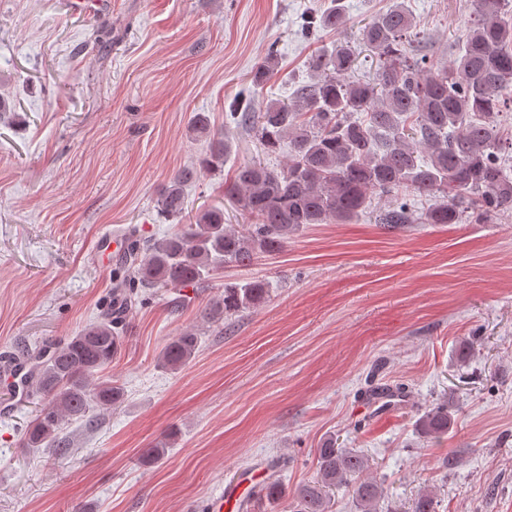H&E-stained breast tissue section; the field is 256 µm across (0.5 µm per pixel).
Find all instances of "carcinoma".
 Wrapping results in <instances>:
<instances>
[{
	"label": "carcinoma",
	"instance_id": "1",
	"mask_svg": "<svg viewBox=\"0 0 512 512\" xmlns=\"http://www.w3.org/2000/svg\"><path fill=\"white\" fill-rule=\"evenodd\" d=\"M475 17L451 65L433 68L419 56L424 33L399 0L372 16L360 40L375 57L366 80L352 78L358 54L346 43L324 47L309 61L310 81L289 101L255 106L258 89L277 69L269 48L226 115L227 124L256 139L266 154L288 145L281 165L241 162L224 184V198L244 222L230 224L224 208L203 205L192 222L161 239L143 237L133 225L116 271L112 306L67 340L38 350L31 393L44 400L24 432V447L64 456L70 449L65 425L83 421L94 408L124 400L118 380L103 371L120 356L122 315L143 294L170 293L204 283L225 265L247 266L281 250L309 224H344L359 217L373 196L395 195L397 205L381 223L488 224L512 212V136L501 126V103L512 99V0H474ZM343 0H328L305 19L303 30H335L345 22ZM189 131L206 143L199 162L173 173L158 198L167 220L188 214L187 188L205 173L224 167L229 137L211 135L210 118L197 112ZM429 204L416 208L413 197ZM262 280L224 285L221 299L204 309L210 323L243 315L266 302ZM199 350L192 329L169 339L158 365L176 370ZM453 425L448 405L426 411L416 427L424 437L446 434ZM317 480L291 497L277 478L263 496L280 512H327L330 492L353 485L362 512H375L383 494L364 477L369 460L336 447L328 438L316 450Z\"/></svg>",
	"mask_w": 512,
	"mask_h": 512
}]
</instances>
